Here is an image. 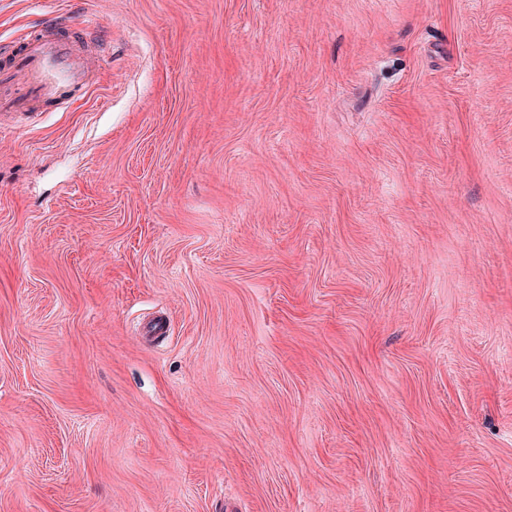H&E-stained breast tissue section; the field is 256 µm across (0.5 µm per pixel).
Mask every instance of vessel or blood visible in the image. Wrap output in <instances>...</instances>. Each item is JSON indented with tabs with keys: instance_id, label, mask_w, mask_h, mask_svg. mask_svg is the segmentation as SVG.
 <instances>
[{
	"instance_id": "vessel-or-blood-1",
	"label": "vessel or blood",
	"mask_w": 512,
	"mask_h": 512,
	"mask_svg": "<svg viewBox=\"0 0 512 512\" xmlns=\"http://www.w3.org/2000/svg\"><path fill=\"white\" fill-rule=\"evenodd\" d=\"M85 37L65 38L56 17L33 27L0 66V130L35 125L45 106L83 99L102 66L97 25L86 21Z\"/></svg>"
}]
</instances>
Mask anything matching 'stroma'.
<instances>
[{"label":"stroma","mask_w":512,"mask_h":512,"mask_svg":"<svg viewBox=\"0 0 512 512\" xmlns=\"http://www.w3.org/2000/svg\"><path fill=\"white\" fill-rule=\"evenodd\" d=\"M95 92L0 132V512H512V0H0Z\"/></svg>","instance_id":"stroma-1"}]
</instances>
